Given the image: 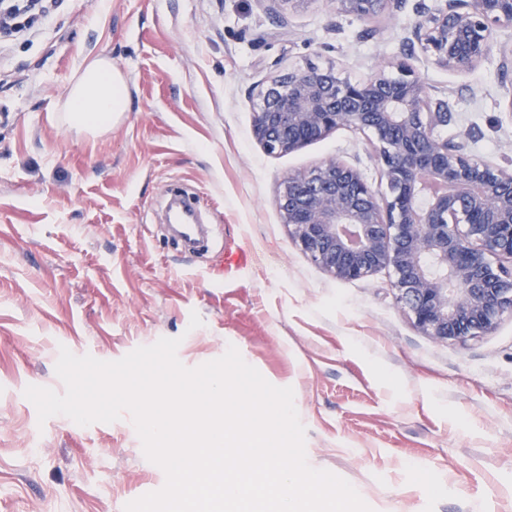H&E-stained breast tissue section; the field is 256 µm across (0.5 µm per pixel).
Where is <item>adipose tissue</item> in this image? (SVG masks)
Wrapping results in <instances>:
<instances>
[{
    "label": "adipose tissue",
    "instance_id": "adipose-tissue-1",
    "mask_svg": "<svg viewBox=\"0 0 512 512\" xmlns=\"http://www.w3.org/2000/svg\"><path fill=\"white\" fill-rule=\"evenodd\" d=\"M126 108V83L103 57L86 66L61 105L69 121L90 129L110 126Z\"/></svg>",
    "mask_w": 512,
    "mask_h": 512
}]
</instances>
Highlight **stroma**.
Returning a JSON list of instances; mask_svg holds the SVG:
<instances>
[{
	"label": "stroma",
	"mask_w": 512,
	"mask_h": 512,
	"mask_svg": "<svg viewBox=\"0 0 512 512\" xmlns=\"http://www.w3.org/2000/svg\"><path fill=\"white\" fill-rule=\"evenodd\" d=\"M48 19L0 33V512H124L165 484L130 416L39 422L24 395L63 392L60 347L116 361L163 337L193 368L235 346L294 391L309 465L347 480L372 512H512V317L462 344L420 333L382 270L336 279L291 241L282 180L336 157L382 184L367 137L339 128L266 153L252 134L266 81L297 66L353 80L410 58L418 7L368 20L334 0H43ZM106 54L128 107L92 134L59 110ZM453 112L448 136L512 166V71L412 60ZM199 202L215 237L196 256L164 235L167 195ZM246 245L242 279L208 272Z\"/></svg>",
	"instance_id": "35a3bbf8"
}]
</instances>
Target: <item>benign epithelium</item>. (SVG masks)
I'll return each instance as SVG.
<instances>
[{"label": "benign epithelium", "mask_w": 512, "mask_h": 512, "mask_svg": "<svg viewBox=\"0 0 512 512\" xmlns=\"http://www.w3.org/2000/svg\"><path fill=\"white\" fill-rule=\"evenodd\" d=\"M402 4L336 0V9L371 20ZM505 25L512 0H446L420 11L413 57L465 72L496 51L506 68L512 46L497 41ZM451 119L448 100L433 96L410 64L383 62L359 81L333 66L290 68L261 88L252 122L269 154L342 127L368 136L385 191L329 157L286 177L275 205L295 246L334 278L388 270L414 327L444 344L512 317V168L476 158L468 133L444 136Z\"/></svg>", "instance_id": "benign-epithelium-1"}]
</instances>
